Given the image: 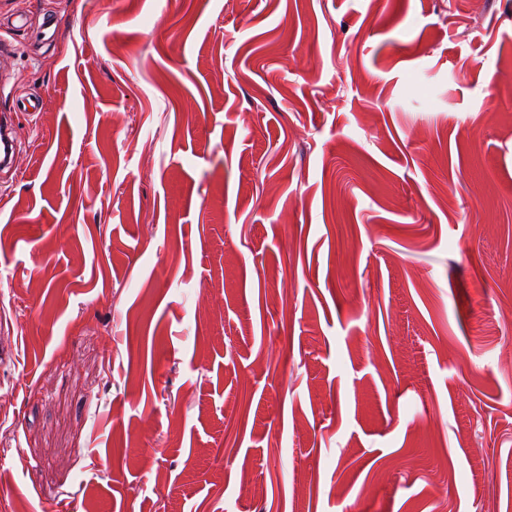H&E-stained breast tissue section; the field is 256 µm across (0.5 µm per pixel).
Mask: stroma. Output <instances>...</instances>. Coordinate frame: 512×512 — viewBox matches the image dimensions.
Returning a JSON list of instances; mask_svg holds the SVG:
<instances>
[{
	"instance_id": "obj_1",
	"label": "stroma",
	"mask_w": 512,
	"mask_h": 512,
	"mask_svg": "<svg viewBox=\"0 0 512 512\" xmlns=\"http://www.w3.org/2000/svg\"><path fill=\"white\" fill-rule=\"evenodd\" d=\"M0 37V512H512V0ZM0 169L14 167V135L11 124L8 125L6 110L0 111Z\"/></svg>"
}]
</instances>
